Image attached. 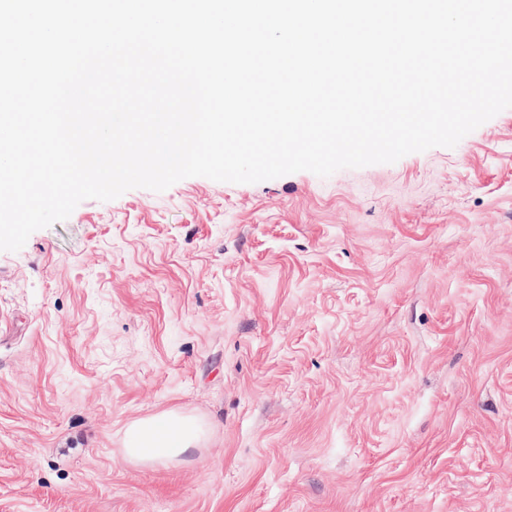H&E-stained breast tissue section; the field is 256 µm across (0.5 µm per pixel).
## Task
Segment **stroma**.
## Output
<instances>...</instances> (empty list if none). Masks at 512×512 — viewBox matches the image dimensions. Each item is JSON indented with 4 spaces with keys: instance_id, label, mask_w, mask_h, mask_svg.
Masks as SVG:
<instances>
[{
    "instance_id": "1",
    "label": "stroma",
    "mask_w": 512,
    "mask_h": 512,
    "mask_svg": "<svg viewBox=\"0 0 512 512\" xmlns=\"http://www.w3.org/2000/svg\"><path fill=\"white\" fill-rule=\"evenodd\" d=\"M171 409L202 448L128 462ZM0 512H512V109L392 164L89 199L0 251ZM206 435L203 422L190 413L171 410L129 423L124 455L132 463L168 465L197 448Z\"/></svg>"
}]
</instances>
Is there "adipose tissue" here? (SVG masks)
<instances>
[{
    "label": "adipose tissue",
    "mask_w": 512,
    "mask_h": 512,
    "mask_svg": "<svg viewBox=\"0 0 512 512\" xmlns=\"http://www.w3.org/2000/svg\"><path fill=\"white\" fill-rule=\"evenodd\" d=\"M206 435L199 419L171 410L129 423L124 431V455L133 463L166 465L198 447Z\"/></svg>",
    "instance_id": "1"
}]
</instances>
